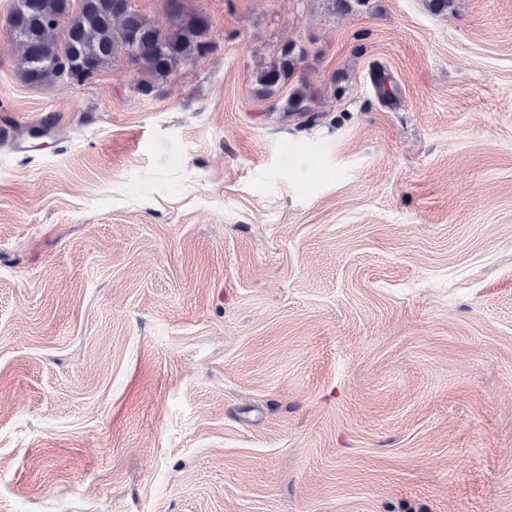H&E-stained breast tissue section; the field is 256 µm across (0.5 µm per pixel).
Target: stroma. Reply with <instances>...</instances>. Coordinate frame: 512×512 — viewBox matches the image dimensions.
I'll use <instances>...</instances> for the list:
<instances>
[{
	"instance_id": "obj_1",
	"label": "stroma",
	"mask_w": 512,
	"mask_h": 512,
	"mask_svg": "<svg viewBox=\"0 0 512 512\" xmlns=\"http://www.w3.org/2000/svg\"><path fill=\"white\" fill-rule=\"evenodd\" d=\"M184 4L147 96L0 29V512H512V0ZM304 59V52L296 49V43L285 44L276 59L253 76L257 94L266 99L278 96L281 88L301 69ZM314 99V95L310 93L307 86L301 83V86L294 89L287 98L282 102V109L284 112H295L304 114L306 112H312L311 103Z\"/></svg>"
}]
</instances>
